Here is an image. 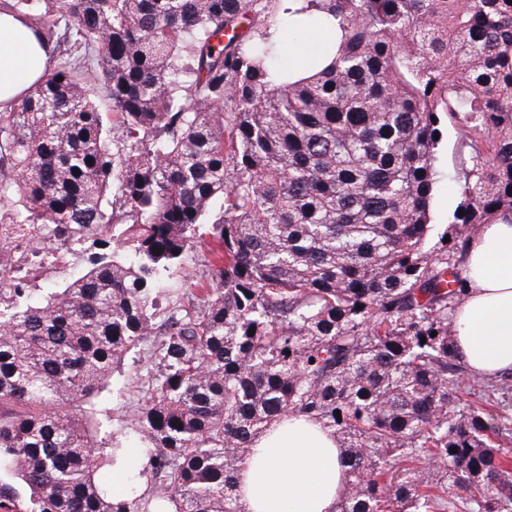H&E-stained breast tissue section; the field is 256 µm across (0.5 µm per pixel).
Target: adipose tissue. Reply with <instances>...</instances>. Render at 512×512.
Wrapping results in <instances>:
<instances>
[{
    "mask_svg": "<svg viewBox=\"0 0 512 512\" xmlns=\"http://www.w3.org/2000/svg\"><path fill=\"white\" fill-rule=\"evenodd\" d=\"M46 51L34 30L0 13V102L21 99L42 76ZM463 297L454 313L456 351L483 375L512 371V223L484 225L462 266ZM345 483L336 435L288 419L256 437L239 473L244 512H336Z\"/></svg>",
    "mask_w": 512,
    "mask_h": 512,
    "instance_id": "1",
    "label": "adipose tissue"
}]
</instances>
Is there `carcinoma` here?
<instances>
[{
	"label": "carcinoma",
	"instance_id": "carcinoma-1",
	"mask_svg": "<svg viewBox=\"0 0 512 512\" xmlns=\"http://www.w3.org/2000/svg\"><path fill=\"white\" fill-rule=\"evenodd\" d=\"M5 8L49 61L0 111V512H241L239 466L286 417L342 439L337 512H512V373L460 361L450 261L512 219V2ZM306 31L319 50L277 64ZM448 115L482 148L439 259ZM87 245L77 275L30 286ZM198 249L205 283L186 272ZM146 336L150 500L133 472L118 496L101 480L92 412Z\"/></svg>",
	"mask_w": 512,
	"mask_h": 512
}]
</instances>
